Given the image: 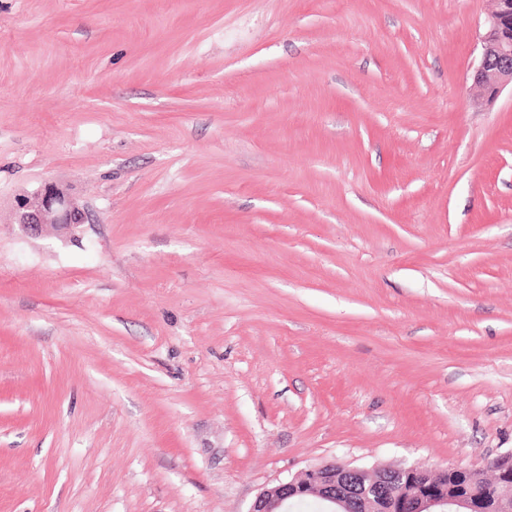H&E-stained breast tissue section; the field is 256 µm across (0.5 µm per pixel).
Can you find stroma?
<instances>
[{
    "mask_svg": "<svg viewBox=\"0 0 512 512\" xmlns=\"http://www.w3.org/2000/svg\"><path fill=\"white\" fill-rule=\"evenodd\" d=\"M491 4L0 0V512L512 453ZM48 182L73 237L13 222Z\"/></svg>",
    "mask_w": 512,
    "mask_h": 512,
    "instance_id": "1",
    "label": "stroma"
}]
</instances>
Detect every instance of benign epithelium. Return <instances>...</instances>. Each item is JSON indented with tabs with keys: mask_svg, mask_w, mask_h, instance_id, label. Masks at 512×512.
I'll return each mask as SVG.
<instances>
[{
	"mask_svg": "<svg viewBox=\"0 0 512 512\" xmlns=\"http://www.w3.org/2000/svg\"><path fill=\"white\" fill-rule=\"evenodd\" d=\"M485 17L480 59L473 71V82L480 91L478 104H492L507 86H512V0H493ZM87 219L84 208L55 184L23 196L15 210V223L22 234L35 235L48 222L63 232L70 231ZM446 467L377 466L371 469L352 467L331 461L313 466L287 481L263 489L249 512H288L298 499H317L324 512H483L480 503L468 497H448L443 488ZM493 495L496 512H512V470H501Z\"/></svg>",
	"mask_w": 512,
	"mask_h": 512,
	"instance_id": "obj_1",
	"label": "benign epithelium"
}]
</instances>
